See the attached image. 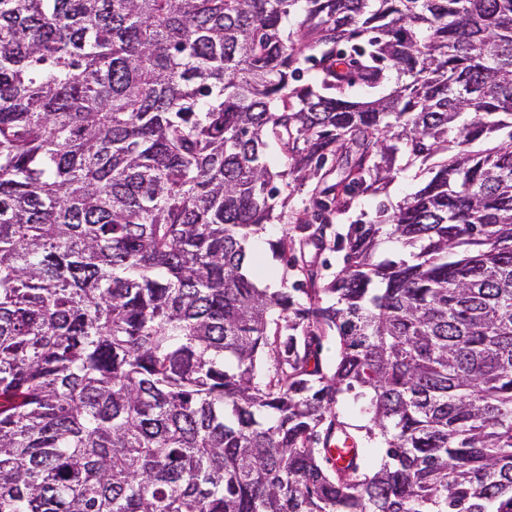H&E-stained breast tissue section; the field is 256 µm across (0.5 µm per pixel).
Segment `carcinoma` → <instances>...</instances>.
I'll list each match as a JSON object with an SVG mask.
<instances>
[{"instance_id": "1", "label": "carcinoma", "mask_w": 512, "mask_h": 512, "mask_svg": "<svg viewBox=\"0 0 512 512\" xmlns=\"http://www.w3.org/2000/svg\"><path fill=\"white\" fill-rule=\"evenodd\" d=\"M0 512H512V0H0ZM423 179L417 167H408L378 196L360 197L353 207L341 216L327 213L330 224L325 228L323 237L316 232L321 221L314 216L315 209L311 205L318 179L306 181L301 186L293 184V187L288 188V193L292 192L288 204V224H266L249 240L250 252L264 271L263 276L257 277V284L260 288H270L268 282L271 281L274 284L273 288H283L284 285L291 288L294 280H304L298 271L303 267L313 270L316 275L313 288L323 287L344 265L345 250L336 249V241L338 237L347 233L348 224L359 220H375L376 205L379 201H385L394 207L406 195L414 192ZM286 237L287 257L288 260H296L295 268L290 265L287 267L286 262L276 255L272 247L273 243Z\"/></svg>"}]
</instances>
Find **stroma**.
Returning a JSON list of instances; mask_svg holds the SVG:
<instances>
[{
    "mask_svg": "<svg viewBox=\"0 0 512 512\" xmlns=\"http://www.w3.org/2000/svg\"><path fill=\"white\" fill-rule=\"evenodd\" d=\"M421 180L417 168H406L379 196L359 198L346 214L330 216V224L324 228L320 227L311 205L318 182L312 179L294 186L287 223L265 225L249 240L250 252L264 271L257 279L259 287L291 285L300 279V271L304 268L313 270L316 287H323L344 264V253L337 249L336 241L346 234L349 224L374 220L378 201L397 205L415 191ZM283 238L288 241V251L286 257L281 258L276 255L273 245Z\"/></svg>",
    "mask_w": 512,
    "mask_h": 512,
    "instance_id": "1",
    "label": "stroma"
}]
</instances>
